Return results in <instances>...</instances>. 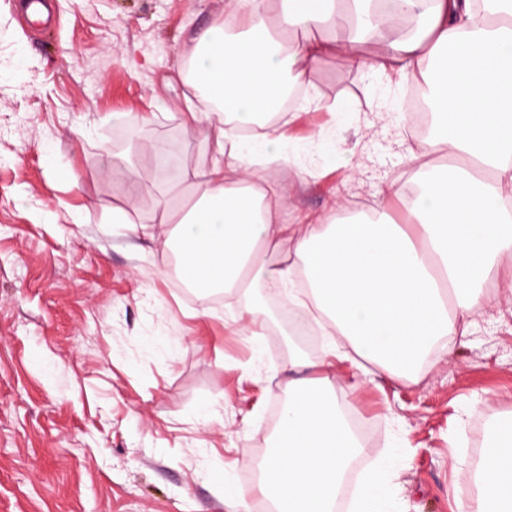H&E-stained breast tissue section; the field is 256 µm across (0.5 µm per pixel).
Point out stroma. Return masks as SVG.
<instances>
[{"mask_svg":"<svg viewBox=\"0 0 512 512\" xmlns=\"http://www.w3.org/2000/svg\"><path fill=\"white\" fill-rule=\"evenodd\" d=\"M22 2L0 0V512H226L228 484L255 505L292 352L240 331L244 293L184 296L161 246L164 201L212 162L182 123V70L227 0H49L46 34ZM406 90L340 53L310 68L314 105L278 124L307 174L257 170L285 193L283 223L411 188L409 155L444 164L392 112ZM126 113L146 116L138 135ZM493 292L417 381L349 359L327 372L332 391L354 388L345 407L384 425L352 471L384 458L392 512H458L488 420L512 411V293Z\"/></svg>","mask_w":512,"mask_h":512,"instance_id":"35a3bbf8","label":"stroma"}]
</instances>
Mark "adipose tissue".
<instances>
[{
    "label": "adipose tissue",
    "mask_w": 512,
    "mask_h": 512,
    "mask_svg": "<svg viewBox=\"0 0 512 512\" xmlns=\"http://www.w3.org/2000/svg\"><path fill=\"white\" fill-rule=\"evenodd\" d=\"M269 0L232 7L197 39L184 126L208 120L212 163L189 205L171 209L166 246H178L179 275L189 284L223 272L218 287H288V298L328 336L342 337L362 361L414 379L438 352L466 335L490 301L488 284L512 257V0ZM325 29L322 40L290 38ZM375 46L365 56V42ZM399 81L430 80L435 132L428 151L464 157L471 168L422 171L405 224L394 223L381 190L372 215L322 224H280L283 197L256 183L258 165L292 164L283 136L267 127L258 140L238 132L274 109L288 83H303L308 65L336 51ZM288 256L268 261L282 242ZM295 377L258 489L271 512H332L343 475L362 447L328 394L290 357ZM493 444L476 479L473 512H512V412L488 423Z\"/></svg>",
    "instance_id": "adipose-tissue-1"
}]
</instances>
